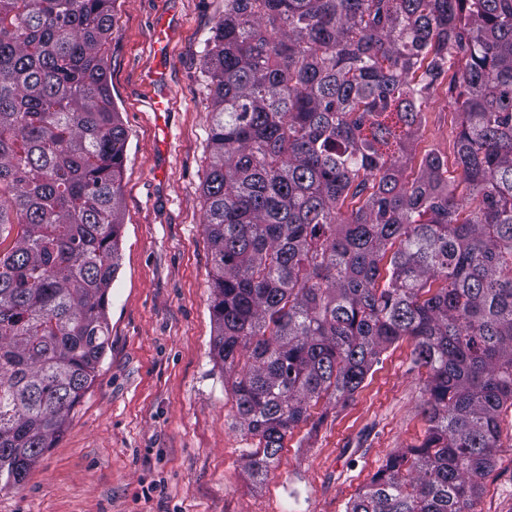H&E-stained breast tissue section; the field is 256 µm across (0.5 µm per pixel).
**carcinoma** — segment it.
Instances as JSON below:
<instances>
[{
  "instance_id": "carcinoma-1",
  "label": "carcinoma",
  "mask_w": 512,
  "mask_h": 512,
  "mask_svg": "<svg viewBox=\"0 0 512 512\" xmlns=\"http://www.w3.org/2000/svg\"><path fill=\"white\" fill-rule=\"evenodd\" d=\"M115 0H0V491L62 435L111 345L127 134ZM204 72L211 352L267 478L322 399L414 342L425 442L346 512H472L512 408V0H224ZM448 81L459 177L405 173Z\"/></svg>"
}]
</instances>
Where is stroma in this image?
<instances>
[{"label": "stroma", "mask_w": 512, "mask_h": 512, "mask_svg": "<svg viewBox=\"0 0 512 512\" xmlns=\"http://www.w3.org/2000/svg\"><path fill=\"white\" fill-rule=\"evenodd\" d=\"M224 0H115L108 82L127 130L111 345L56 442L0 512H346L396 451L420 446L426 369L413 343L384 352L345 407L320 401L263 481L231 380L211 354L210 162L203 56ZM173 103L155 115L154 96ZM459 117L438 90L416 153L451 154ZM473 512H512V411Z\"/></svg>", "instance_id": "obj_1"}]
</instances>
